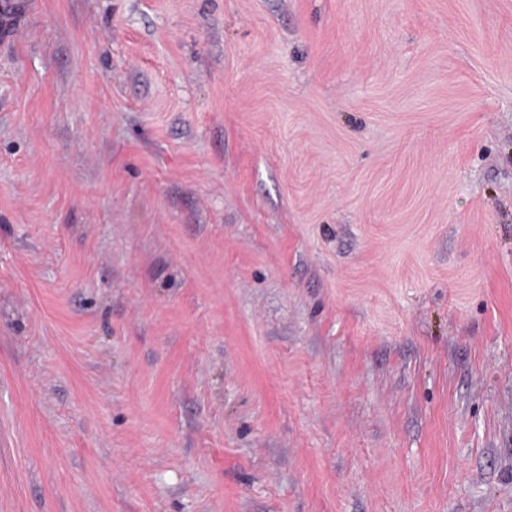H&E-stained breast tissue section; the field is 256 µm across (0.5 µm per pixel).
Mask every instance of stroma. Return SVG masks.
<instances>
[{
  "instance_id": "stroma-1",
  "label": "stroma",
  "mask_w": 512,
  "mask_h": 512,
  "mask_svg": "<svg viewBox=\"0 0 512 512\" xmlns=\"http://www.w3.org/2000/svg\"><path fill=\"white\" fill-rule=\"evenodd\" d=\"M35 2L0 512H512V0Z\"/></svg>"
}]
</instances>
